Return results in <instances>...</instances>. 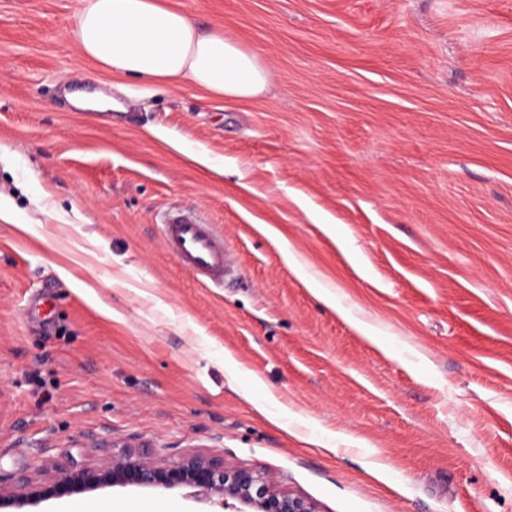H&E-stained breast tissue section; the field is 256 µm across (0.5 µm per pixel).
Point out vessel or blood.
Listing matches in <instances>:
<instances>
[{
	"instance_id": "obj_1",
	"label": "vessel or blood",
	"mask_w": 512,
	"mask_h": 512,
	"mask_svg": "<svg viewBox=\"0 0 512 512\" xmlns=\"http://www.w3.org/2000/svg\"><path fill=\"white\" fill-rule=\"evenodd\" d=\"M163 242L186 270L211 281L231 271L223 240L211 225L201 223L189 209L169 215L163 226Z\"/></svg>"
}]
</instances>
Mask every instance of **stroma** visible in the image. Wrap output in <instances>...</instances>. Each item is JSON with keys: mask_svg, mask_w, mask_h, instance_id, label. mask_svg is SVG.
Segmentation results:
<instances>
[{"mask_svg": "<svg viewBox=\"0 0 512 512\" xmlns=\"http://www.w3.org/2000/svg\"><path fill=\"white\" fill-rule=\"evenodd\" d=\"M161 3L267 89L124 77L80 53L82 0H0V476L136 435L321 512H512V0ZM179 207L222 287L166 250ZM163 242L186 270L211 281L231 272L229 254L210 224L201 223L189 209L169 215L163 224Z\"/></svg>", "mask_w": 512, "mask_h": 512, "instance_id": "35a3bbf8", "label": "stroma"}]
</instances>
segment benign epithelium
I'll return each mask as SVG.
<instances>
[{"label":"benign epithelium","instance_id":"obj_1","mask_svg":"<svg viewBox=\"0 0 512 512\" xmlns=\"http://www.w3.org/2000/svg\"><path fill=\"white\" fill-rule=\"evenodd\" d=\"M194 489V497L223 512H321L313 500L289 491L262 469L227 465L218 455L183 450L169 457L130 436L112 441L97 461L67 457L31 473L0 478V509L26 512L58 491L93 492L104 487Z\"/></svg>","mask_w":512,"mask_h":512}]
</instances>
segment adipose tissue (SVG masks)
<instances>
[{
	"label": "adipose tissue",
	"instance_id": "obj_1",
	"mask_svg": "<svg viewBox=\"0 0 512 512\" xmlns=\"http://www.w3.org/2000/svg\"><path fill=\"white\" fill-rule=\"evenodd\" d=\"M73 35L86 58L142 81L190 84L216 97H250L269 82L256 54L159 0H83Z\"/></svg>",
	"mask_w": 512,
	"mask_h": 512
}]
</instances>
